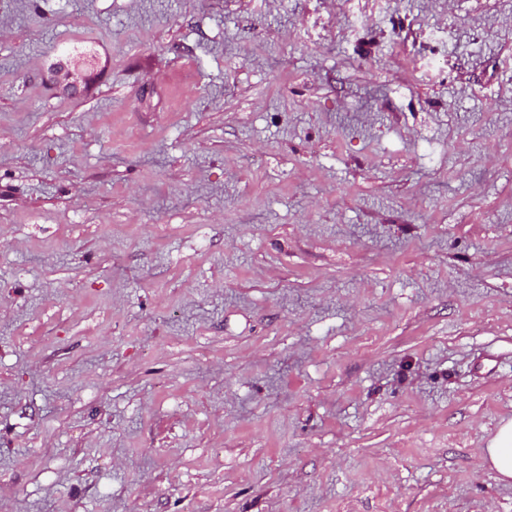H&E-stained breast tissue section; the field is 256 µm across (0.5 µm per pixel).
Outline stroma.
<instances>
[{
    "label": "stroma",
    "instance_id": "1",
    "mask_svg": "<svg viewBox=\"0 0 512 512\" xmlns=\"http://www.w3.org/2000/svg\"><path fill=\"white\" fill-rule=\"evenodd\" d=\"M507 420L512 0H0V512H512ZM485 461L499 481L512 483V420L498 427L485 448Z\"/></svg>",
    "mask_w": 512,
    "mask_h": 512
}]
</instances>
